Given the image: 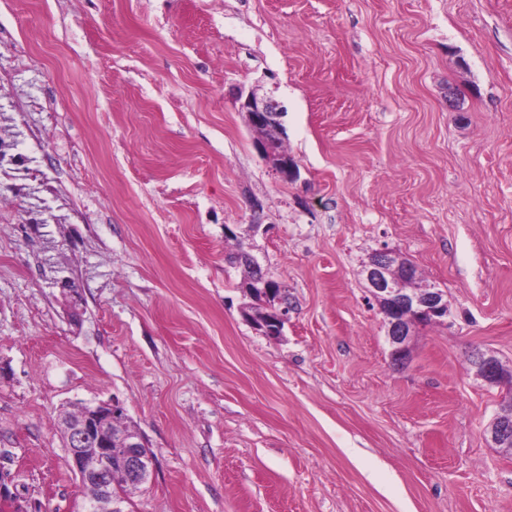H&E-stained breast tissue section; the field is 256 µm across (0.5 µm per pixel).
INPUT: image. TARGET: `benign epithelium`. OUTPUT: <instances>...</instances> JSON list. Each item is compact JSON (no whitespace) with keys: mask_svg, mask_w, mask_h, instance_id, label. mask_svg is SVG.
Instances as JSON below:
<instances>
[{"mask_svg":"<svg viewBox=\"0 0 512 512\" xmlns=\"http://www.w3.org/2000/svg\"><path fill=\"white\" fill-rule=\"evenodd\" d=\"M238 101L252 128L265 127L282 137L281 118L285 108L273 96L266 92L260 94L253 88L245 95L239 94ZM256 148L283 180L293 182L299 178L296 161L277 154L265 138L257 140ZM240 259L250 264L255 273L246 283V290L252 296L260 292L268 300L265 310L248 315V319L263 334L277 338L288 320L285 295L267 277L253 255L244 252ZM363 274L366 288L384 315L385 336L393 357L408 353L411 321L428 315L433 322L445 324L451 317L447 291L433 284L412 282V270L401 267V259L388 248L372 254ZM475 369L476 375L487 383L512 382V373L505 372L492 354L478 355ZM122 413L123 406L114 399L84 402L59 419L70 467L80 481L81 512H100L104 505L108 512H127L125 500L112 495L113 487L119 483L144 486L153 479V452L143 434L126 424ZM489 435L497 447L512 452V400L500 408L489 427Z\"/></svg>","mask_w":512,"mask_h":512,"instance_id":"7a95c632","label":"benign epithelium"}]
</instances>
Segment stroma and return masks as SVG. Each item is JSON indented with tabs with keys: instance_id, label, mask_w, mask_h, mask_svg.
I'll list each match as a JSON object with an SVG mask.
<instances>
[{
	"instance_id": "obj_1",
	"label": "stroma",
	"mask_w": 512,
	"mask_h": 512,
	"mask_svg": "<svg viewBox=\"0 0 512 512\" xmlns=\"http://www.w3.org/2000/svg\"><path fill=\"white\" fill-rule=\"evenodd\" d=\"M288 108L287 182L238 90ZM0 472L77 512L54 421L118 399L134 512H512V0H0ZM258 232H250V225ZM389 248L450 325L394 361ZM288 294L242 314L230 252ZM256 148L265 162L285 181H296L299 176V166L295 160L277 154L261 136L256 142ZM240 259L242 263L250 264L255 273V277L246 283V290L250 296L253 297L259 291L261 294H265L263 298L269 301L266 304V311H256L254 314H248L247 318L256 326L257 330H260L266 336L278 338L288 320V306L285 305L287 304L285 295L280 286H275L272 283L273 280L267 277L266 272L262 270L261 265L253 255L243 252ZM476 375L490 384H511L512 373H506L499 359L488 353L480 354L475 362ZM504 369V370H503ZM512 400L505 402L489 427L491 441L499 448L512 452Z\"/></svg>"
}]
</instances>
